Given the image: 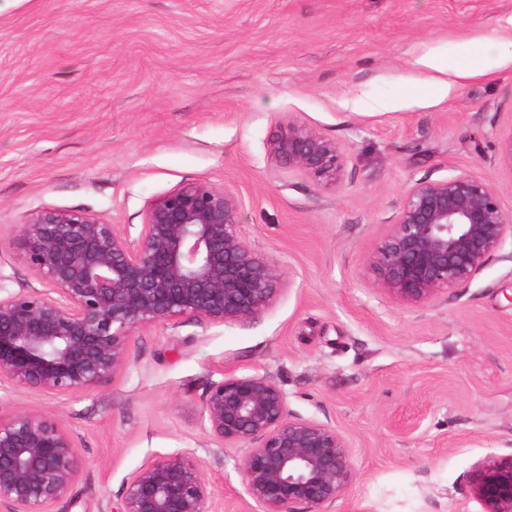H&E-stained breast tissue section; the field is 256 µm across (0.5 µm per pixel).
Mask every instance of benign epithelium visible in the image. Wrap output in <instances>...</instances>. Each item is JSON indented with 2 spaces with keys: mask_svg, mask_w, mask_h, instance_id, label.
I'll use <instances>...</instances> for the list:
<instances>
[{
  "mask_svg": "<svg viewBox=\"0 0 512 512\" xmlns=\"http://www.w3.org/2000/svg\"><path fill=\"white\" fill-rule=\"evenodd\" d=\"M275 160L318 183L341 169L336 143L289 123L271 141ZM242 203L206 181L151 202L136 230L82 209L43 208L19 227L27 264L43 288L0 296V383L77 397L127 367L131 335L188 317L213 324L252 318L276 301L281 266L243 231ZM512 240V216L491 187L467 175L415 183L370 257L381 289L421 306L469 282ZM201 424L238 469L261 512H292L342 497L357 478L353 450L335 427L288 409L268 376L228 374L210 383ZM86 466L60 420L25 410L0 419V507L61 512ZM485 512H512V455L472 471ZM113 512H216L214 491L190 451L159 455L127 480Z\"/></svg>",
  "mask_w": 512,
  "mask_h": 512,
  "instance_id": "obj_1",
  "label": "benign epithelium"
}]
</instances>
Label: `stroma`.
I'll use <instances>...</instances> for the list:
<instances>
[{"instance_id":"1","label":"stroma","mask_w":512,"mask_h":512,"mask_svg":"<svg viewBox=\"0 0 512 512\" xmlns=\"http://www.w3.org/2000/svg\"><path fill=\"white\" fill-rule=\"evenodd\" d=\"M512 32V0H21L0 12V292L39 282L18 235L34 212L144 223L207 181L242 201L245 235L285 274L235 324L137 330L107 387L73 399L0 388V416L61 420L86 467L72 512H111L136 469L191 451L218 512H258L239 449L201 429L210 382L259 373L296 415L336 427L357 478L325 512H484L474 465L512 455V245L422 307L378 288L370 255L420 181L468 174L512 214V65L429 88L423 56L473 58ZM294 123L336 142L322 186L277 163Z\"/></svg>"}]
</instances>
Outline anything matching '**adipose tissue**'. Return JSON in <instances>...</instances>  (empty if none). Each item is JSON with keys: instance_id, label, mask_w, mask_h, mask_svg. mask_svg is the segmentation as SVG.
<instances>
[{"instance_id": "obj_1", "label": "adipose tissue", "mask_w": 512, "mask_h": 512, "mask_svg": "<svg viewBox=\"0 0 512 512\" xmlns=\"http://www.w3.org/2000/svg\"><path fill=\"white\" fill-rule=\"evenodd\" d=\"M474 48L484 65L476 67L466 61H450L447 55L424 56L423 67L437 71H451L458 82L485 75L486 71L512 64V35L506 33L482 35L474 39Z\"/></svg>"}]
</instances>
